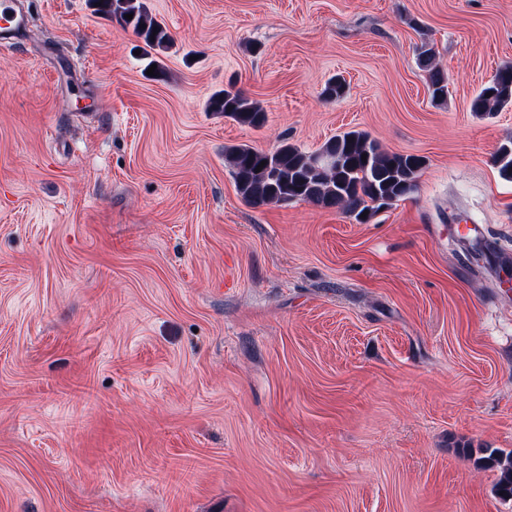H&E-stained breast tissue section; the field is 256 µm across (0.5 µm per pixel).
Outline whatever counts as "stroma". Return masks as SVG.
I'll return each instance as SVG.
<instances>
[{
    "mask_svg": "<svg viewBox=\"0 0 512 512\" xmlns=\"http://www.w3.org/2000/svg\"><path fill=\"white\" fill-rule=\"evenodd\" d=\"M22 2L0 49V512H512V107L470 110L512 64V0H143L172 36L148 58L89 0ZM230 87L263 127L209 111ZM351 130L426 161L371 221L237 192L227 147ZM462 217L493 266L458 260ZM418 66L425 73L428 90L434 103L442 104L448 99V76L436 63L435 52L429 48L418 57Z\"/></svg>",
    "mask_w": 512,
    "mask_h": 512,
    "instance_id": "stroma-1",
    "label": "stroma"
}]
</instances>
